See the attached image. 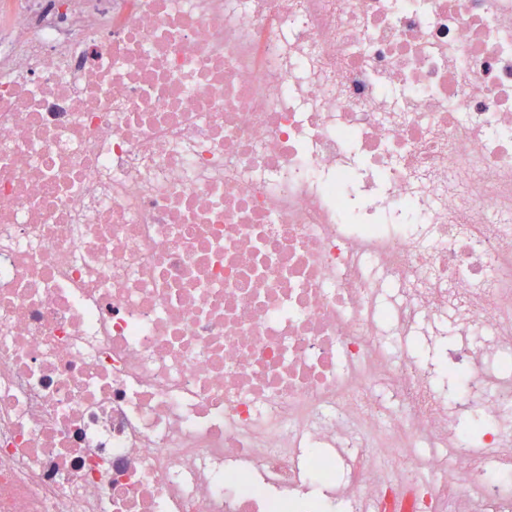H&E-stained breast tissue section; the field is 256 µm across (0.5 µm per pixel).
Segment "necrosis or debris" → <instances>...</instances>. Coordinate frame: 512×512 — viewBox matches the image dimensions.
Wrapping results in <instances>:
<instances>
[{"label": "necrosis or debris", "instance_id": "necrosis-or-debris-1", "mask_svg": "<svg viewBox=\"0 0 512 512\" xmlns=\"http://www.w3.org/2000/svg\"><path fill=\"white\" fill-rule=\"evenodd\" d=\"M5 8L0 512H512V0Z\"/></svg>", "mask_w": 512, "mask_h": 512}]
</instances>
